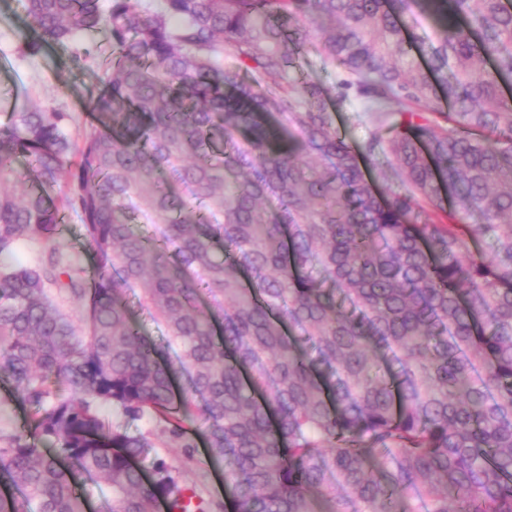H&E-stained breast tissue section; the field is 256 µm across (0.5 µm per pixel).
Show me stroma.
Listing matches in <instances>:
<instances>
[{"label": "stroma", "mask_w": 512, "mask_h": 512, "mask_svg": "<svg viewBox=\"0 0 512 512\" xmlns=\"http://www.w3.org/2000/svg\"><path fill=\"white\" fill-rule=\"evenodd\" d=\"M29 23L17 0H0V125L7 113L23 107H40L72 113L74 127L85 121L81 96L94 89L92 71L63 66L60 47L32 56L19 37ZM335 127L348 140L360 141L369 127V115L355 93L336 97L332 108Z\"/></svg>", "instance_id": "35a3bbf8"}]
</instances>
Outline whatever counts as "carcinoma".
<instances>
[{
  "label": "carcinoma",
  "mask_w": 512,
  "mask_h": 512,
  "mask_svg": "<svg viewBox=\"0 0 512 512\" xmlns=\"http://www.w3.org/2000/svg\"><path fill=\"white\" fill-rule=\"evenodd\" d=\"M19 5L30 55L110 47L68 55L97 75L77 133L0 127V373L27 412L0 512H86L92 476L110 512H220L158 452L199 429L233 512H512V0ZM309 25L359 143L287 78ZM382 158L400 188L368 182ZM331 111L340 134L352 142L363 140L369 127V115L364 112L362 101L353 91L345 96L336 94Z\"/></svg>",
  "instance_id": "carcinoma-1"
}]
</instances>
